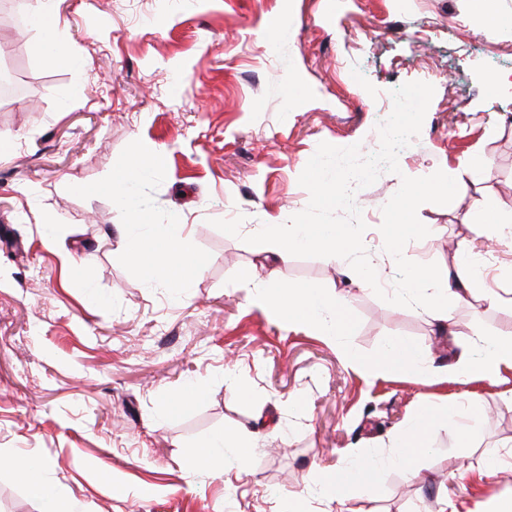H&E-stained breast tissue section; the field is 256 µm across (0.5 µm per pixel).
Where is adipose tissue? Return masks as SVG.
<instances>
[{
  "instance_id": "ef3b65f1",
  "label": "adipose tissue",
  "mask_w": 512,
  "mask_h": 512,
  "mask_svg": "<svg viewBox=\"0 0 512 512\" xmlns=\"http://www.w3.org/2000/svg\"><path fill=\"white\" fill-rule=\"evenodd\" d=\"M356 235H337L334 228L326 227L314 235H306L297 224H270L266 227L264 250L280 262H287L302 246L319 242L325 257L334 263L341 262L354 251ZM484 276V269L474 259L468 244H460L456 261L451 270L444 273L419 271L415 279L420 283V301L436 314L439 329H449L451 315L449 300H461L471 293L477 280ZM255 303L274 313L297 312L306 325L321 335L335 337L342 335L349 326L346 301L341 295L321 297L303 293L294 288L280 289L275 296L256 294ZM471 343L482 349L480 355L460 357L454 365V376L466 380H492L503 370L512 369V330L498 332L491 336L471 334ZM342 364L361 372L366 378H377L385 367L414 375L417 379L429 382L442 379L445 369L434 363L430 352L405 340L395 339L390 343L388 361H368L349 352H342ZM5 467L49 505L48 512H67L65 504L56 500L49 489L41 467L23 458L5 460ZM359 475L339 468L330 472L314 471L310 479L320 485L323 498L328 502L346 500L351 485L369 487L377 483L378 465L369 459L362 460Z\"/></svg>"
}]
</instances>
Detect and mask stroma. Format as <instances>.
Listing matches in <instances>:
<instances>
[{"label":"stroma","instance_id":"stroma-1","mask_svg":"<svg viewBox=\"0 0 512 512\" xmlns=\"http://www.w3.org/2000/svg\"><path fill=\"white\" fill-rule=\"evenodd\" d=\"M76 63L53 61L34 26L0 39V62L28 81L37 110L0 104V459L39 462L73 512H325L309 474L366 456L382 474L342 512H437L441 495L471 512L512 500V370L495 381L427 384L394 372L370 380L344 350L383 359L396 338L440 365L467 350L429 310L379 299L348 263L303 248L270 270L264 227L310 199L298 178L319 143L379 146L390 92L434 86L419 135L355 201L385 290L397 276L383 249L382 208L414 177L443 171L458 194L422 204L434 239L404 255L450 267L472 241L487 276L451 305L456 328L512 330V307L483 289H512V237L470 226L484 194L512 210V31L488 36L475 0H56ZM161 151L123 175L137 144ZM475 161L476 177L459 174ZM123 182L125 201L111 193ZM146 237L183 224L202 259L187 282L158 279L129 258L115 225ZM252 270L251 282L240 278ZM340 294L352 327L329 340L298 317L252 303L255 289ZM470 399L469 441L451 419L427 426L414 472L391 464L406 421L425 405ZM250 430L246 458L224 449L216 471L195 457L215 435ZM41 503L0 468V512Z\"/></svg>","mask_w":512,"mask_h":512}]
</instances>
